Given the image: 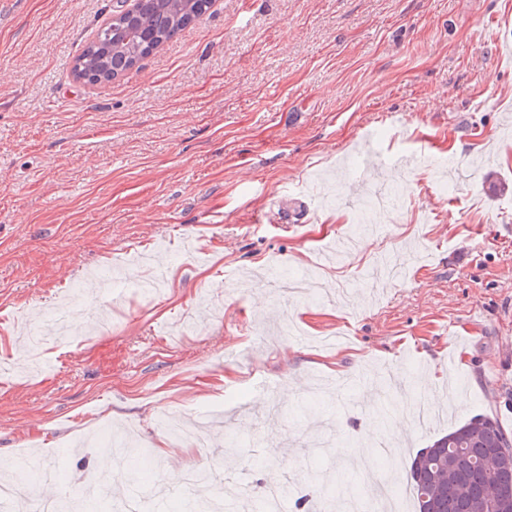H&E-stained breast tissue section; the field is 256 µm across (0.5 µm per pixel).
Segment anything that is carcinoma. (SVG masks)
<instances>
[{"mask_svg":"<svg viewBox=\"0 0 512 512\" xmlns=\"http://www.w3.org/2000/svg\"><path fill=\"white\" fill-rule=\"evenodd\" d=\"M211 0H138L131 12L117 9L75 57L73 71L88 85L110 83L157 52L203 15ZM512 448L493 419L475 416L420 449L409 471L417 512H491L490 490L512 503ZM498 457L494 474L480 461Z\"/></svg>","mask_w":512,"mask_h":512,"instance_id":"cac0c4a2","label":"carcinoma"}]
</instances>
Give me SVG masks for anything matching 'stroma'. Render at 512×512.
Here are the masks:
<instances>
[{
    "label": "stroma",
    "instance_id": "obj_1",
    "mask_svg": "<svg viewBox=\"0 0 512 512\" xmlns=\"http://www.w3.org/2000/svg\"><path fill=\"white\" fill-rule=\"evenodd\" d=\"M117 2L0 0V460L63 466L60 497L123 425L178 495L151 512H182L171 471L238 438L229 512L275 475L298 512L323 492L292 478L316 466L348 487L328 512H389L362 442L396 436L423 376L448 418L385 457L396 482L466 419L512 435V0H214L85 85L73 60ZM351 238L321 277L349 302L240 279ZM116 266L180 286L134 295ZM166 409L203 429L174 459Z\"/></svg>",
    "mask_w": 512,
    "mask_h": 512
}]
</instances>
